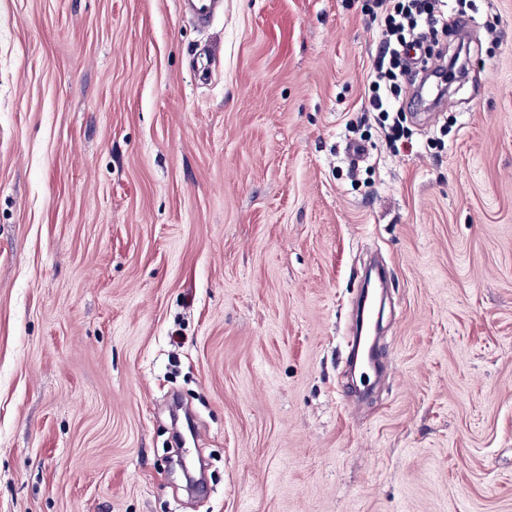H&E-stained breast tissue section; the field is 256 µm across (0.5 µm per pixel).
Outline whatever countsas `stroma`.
<instances>
[{
	"mask_svg": "<svg viewBox=\"0 0 512 512\" xmlns=\"http://www.w3.org/2000/svg\"><path fill=\"white\" fill-rule=\"evenodd\" d=\"M448 16L472 77L393 149L367 0H0V512H512V0Z\"/></svg>",
	"mask_w": 512,
	"mask_h": 512,
	"instance_id": "stroma-1",
	"label": "stroma"
}]
</instances>
